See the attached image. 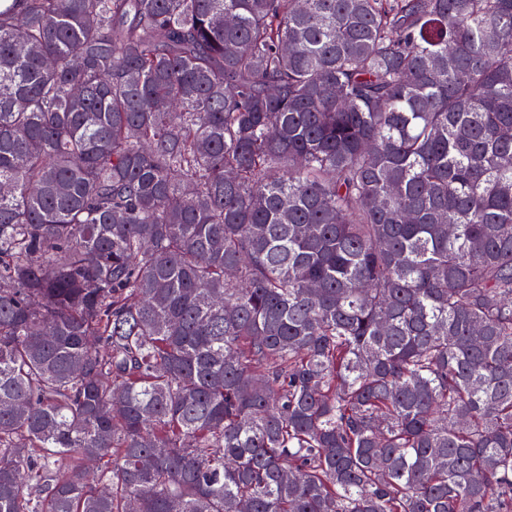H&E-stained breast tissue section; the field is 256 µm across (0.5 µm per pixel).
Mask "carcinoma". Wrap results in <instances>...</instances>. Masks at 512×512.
Instances as JSON below:
<instances>
[{"mask_svg":"<svg viewBox=\"0 0 512 512\" xmlns=\"http://www.w3.org/2000/svg\"><path fill=\"white\" fill-rule=\"evenodd\" d=\"M0 512H512V0H0Z\"/></svg>","mask_w":512,"mask_h":512,"instance_id":"carcinoma-1","label":"carcinoma"}]
</instances>
